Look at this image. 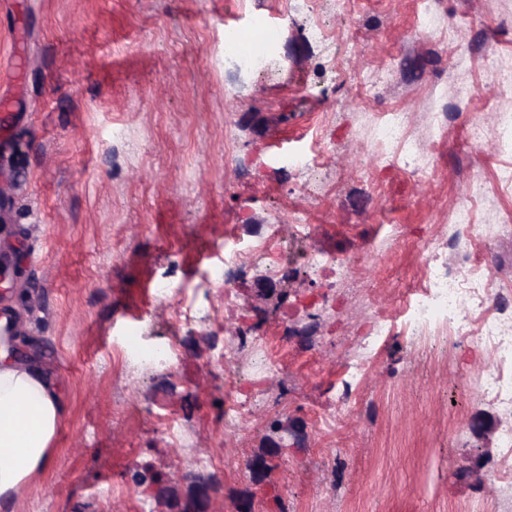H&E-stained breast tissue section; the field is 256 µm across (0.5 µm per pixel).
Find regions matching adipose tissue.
I'll use <instances>...</instances> for the list:
<instances>
[{"label": "adipose tissue", "instance_id": "adipose-tissue-1", "mask_svg": "<svg viewBox=\"0 0 512 512\" xmlns=\"http://www.w3.org/2000/svg\"><path fill=\"white\" fill-rule=\"evenodd\" d=\"M62 416L42 375L0 350V505L47 468Z\"/></svg>", "mask_w": 512, "mask_h": 512}]
</instances>
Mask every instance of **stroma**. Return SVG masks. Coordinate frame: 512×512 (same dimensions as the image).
<instances>
[{"instance_id": "obj_1", "label": "stroma", "mask_w": 512, "mask_h": 512, "mask_svg": "<svg viewBox=\"0 0 512 512\" xmlns=\"http://www.w3.org/2000/svg\"><path fill=\"white\" fill-rule=\"evenodd\" d=\"M434 5L451 32L421 33L423 0H0V257L14 268L0 313L16 320L0 346L65 410L48 467L8 512H176L180 473L204 481L209 512H512V489L490 481L512 413L477 387L497 359L409 335L402 307L424 279L420 240L454 236L452 206L474 195L479 223L512 217V186L496 180L512 164L496 151L498 113L512 110V0ZM315 23L327 41L310 39ZM228 27L257 30L264 68L235 73ZM388 64L389 80L364 85ZM463 82L476 94L460 117ZM395 108L426 141L431 113L447 114L431 177L379 163L372 129ZM299 153L311 169L289 165ZM298 210L311 240L294 237ZM270 224L287 249L270 271L244 269L225 312L209 273L226 228L247 244ZM311 249L350 271L312 273ZM161 279L174 289L164 302ZM376 311L395 332L341 391ZM257 337L276 342L278 374ZM171 340V364L144 362ZM228 378L259 381L261 401L229 436ZM476 416L490 429L471 430ZM206 456L221 473L200 467Z\"/></svg>"}]
</instances>
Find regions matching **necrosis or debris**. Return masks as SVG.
Masks as SVG:
<instances>
[{
    "label": "necrosis or debris",
    "instance_id": "1",
    "mask_svg": "<svg viewBox=\"0 0 512 512\" xmlns=\"http://www.w3.org/2000/svg\"><path fill=\"white\" fill-rule=\"evenodd\" d=\"M409 127V114L395 110L376 123L373 138L383 147L387 158L428 176L433 166L432 155L420 138L410 134ZM464 296L473 309L467 320L458 315V302ZM406 314L410 330H421L442 320L447 322L450 334L470 349L498 357L499 367L482 377L481 395L512 411V314L498 308L497 293L485 261L475 259L470 253L453 264L429 258L425 265V289L408 303ZM393 329L390 317L378 314L372 318L368 336L349 363L350 378H358L365 372Z\"/></svg>",
    "mask_w": 512,
    "mask_h": 512
}]
</instances>
